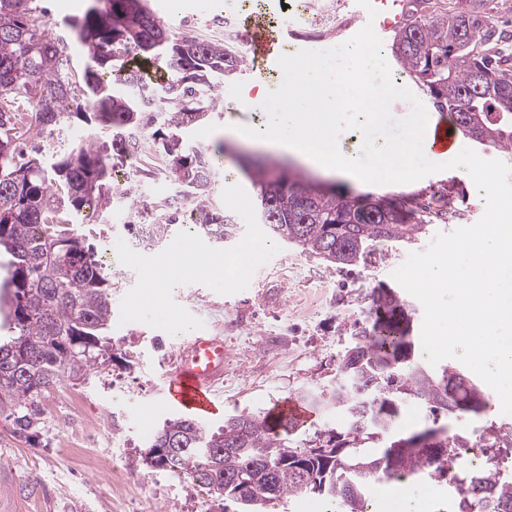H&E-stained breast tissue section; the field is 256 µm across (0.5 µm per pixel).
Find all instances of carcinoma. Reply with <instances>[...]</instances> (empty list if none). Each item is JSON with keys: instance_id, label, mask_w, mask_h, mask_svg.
<instances>
[{"instance_id": "1", "label": "carcinoma", "mask_w": 512, "mask_h": 512, "mask_svg": "<svg viewBox=\"0 0 512 512\" xmlns=\"http://www.w3.org/2000/svg\"><path fill=\"white\" fill-rule=\"evenodd\" d=\"M32 0H0V248L9 255L0 281V313L10 335L0 337V414L31 439L40 415L38 397L65 377L82 378L107 361L105 331L112 321V282L99 263L100 246L78 232L104 224L112 184L131 154L160 153L193 202V228L215 244L236 238L240 225L212 198L218 157L189 143L186 131L221 115L219 88L245 63L233 33L224 41H198L173 30L148 0H88L68 26L87 49L92 66L81 79L62 70L58 39L36 22ZM493 0L480 10L455 7L441 14L411 11L391 40L408 78L426 90L433 107L450 114L464 135L481 145L512 148V69L478 49L493 36L485 28ZM140 56L166 73L151 92L143 74L127 66ZM30 122L17 120L20 102ZM77 118L94 133L59 160L40 152L24 157L22 140ZM156 127L152 144L129 136ZM260 220L278 239L338 268L376 262L384 242L409 243L428 231V214L394 203L348 198L285 172L251 177ZM159 202L148 224H131L133 245L167 240L179 216ZM355 342L336 365V386L303 395L311 406L331 404L345 414L342 430L324 429L299 440V425L285 416L234 415L208 433L200 423L170 420L154 435L146 459L186 474L212 497L239 512H264L304 492L339 502L342 512H364L368 487L381 481L427 477L461 486L456 449L467 445L442 430L438 442L417 447L398 438L395 423L407 400L433 416L485 413L480 386L446 367L431 372L414 357L409 332L413 309L375 288ZM484 451L512 455V434L491 426ZM482 505L458 493L453 512H512V483L488 469L477 479Z\"/></svg>"}]
</instances>
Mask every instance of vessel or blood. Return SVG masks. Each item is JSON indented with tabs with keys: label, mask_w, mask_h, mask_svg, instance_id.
Listing matches in <instances>:
<instances>
[{
	"label": "vessel or blood",
	"mask_w": 512,
	"mask_h": 512,
	"mask_svg": "<svg viewBox=\"0 0 512 512\" xmlns=\"http://www.w3.org/2000/svg\"><path fill=\"white\" fill-rule=\"evenodd\" d=\"M377 9V32L386 33L398 27L404 19V0H372ZM254 64L263 70L277 68L284 46L281 35L271 31L262 18L253 17L245 23ZM430 151L435 158L447 157L448 149L456 138L443 123L428 125L425 133ZM227 352L221 337L190 326L183 335V349L177 367L168 373L165 399L176 411L199 418L216 414L221 405L214 387L224 375Z\"/></svg>",
	"instance_id": "obj_1"
}]
</instances>
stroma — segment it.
Masks as SVG:
<instances>
[{
  "label": "stroma",
  "mask_w": 512,
  "mask_h": 512,
  "mask_svg": "<svg viewBox=\"0 0 512 512\" xmlns=\"http://www.w3.org/2000/svg\"><path fill=\"white\" fill-rule=\"evenodd\" d=\"M283 0H150L162 10L164 22L201 40H223L225 22L242 30L244 20L264 14L272 29L283 27L291 12ZM54 35L60 36L63 60L81 65L85 50L65 18L81 14L86 0H36ZM336 28L312 37L311 46L325 50L338 46L353 31L365 27L356 16L355 0H335ZM281 72L262 77L240 72L225 81L220 118L195 127L190 141L223 158L215 176L214 198L242 229L235 240L221 247L177 224L168 241L152 248L133 247L125 227L142 221L146 195L163 196L165 187L142 172L126 175L122 202L113 204L107 226L90 225L107 249L123 257L107 265L112 279V343L110 362L78 380L62 379L43 394L41 415L32 439L16 435L0 416V459L10 464L20 480L0 486V495L30 499L32 512H225L222 499L207 496L186 475L157 469L144 457L154 433L175 419L164 402V374L178 354L181 338L173 332L170 315L204 324L223 337L228 348L224 377L216 390L224 399L221 414L204 419L208 432L219 431L226 417L258 416L278 402L332 385L336 364L351 344L354 323L364 315L367 294L376 287L397 288L393 271L407 255L427 248L433 235L449 233L476 223L485 201L469 174L453 169L410 184L371 188L315 167L299 157L263 144L240 141L237 127H265L267 116L255 86L274 89ZM271 167L290 164L294 173L325 180L354 195L372 199L422 197L446 191L456 197L462 218L436 222L427 235L410 243L382 246V260L367 266L340 269L302 249L271 237L257 217L256 191L240 168L248 161ZM204 247L208 255L251 250L249 269L232 282L219 285L213 277L166 278L160 301H153L143 286V267L184 248ZM512 427V415L488 406L484 416L435 418L426 408L406 401L396 434L406 437L437 425L449 432L463 427ZM123 462V477L113 480L107 466ZM373 512H399L406 502L423 512H443L448 506V485L427 479L379 482L374 487Z\"/></svg>",
  "instance_id": "35a3bbf8"
}]
</instances>
